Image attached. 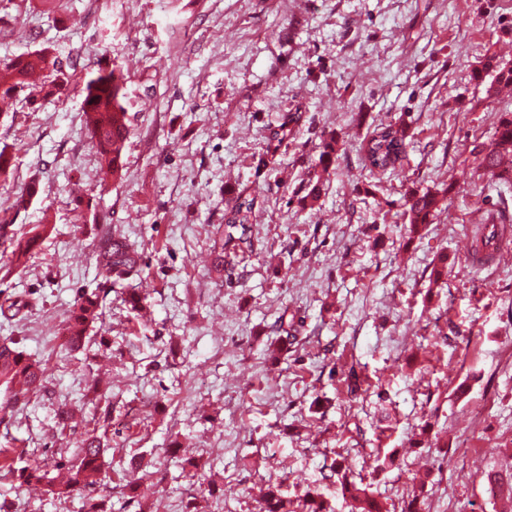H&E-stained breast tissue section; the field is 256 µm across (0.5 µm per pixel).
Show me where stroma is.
<instances>
[{
	"label": "stroma",
	"mask_w": 512,
	"mask_h": 512,
	"mask_svg": "<svg viewBox=\"0 0 512 512\" xmlns=\"http://www.w3.org/2000/svg\"><path fill=\"white\" fill-rule=\"evenodd\" d=\"M52 46L67 89L0 112V221L37 241L23 264L0 244V319L45 367L47 389L0 386V450L17 466L72 457L106 429L100 496L112 512H258L260 491L331 494L332 462L370 483L388 512H512L486 476L512 473V253L478 269L470 228L512 203V185L471 179L512 96L473 73L512 62V0H0V62ZM128 75L130 134L120 180L106 177L81 120L100 65ZM297 116L286 146L274 126ZM405 120L402 165L370 170L361 147ZM342 149L314 203L303 197L324 136ZM40 191L15 200L30 179ZM454 190L434 223L405 224L408 188ZM256 200L253 252L216 275L217 228L238 190ZM142 246L139 277L114 285L78 352L57 337L102 273L99 227ZM448 274L434 279L440 257ZM145 290L152 321L126 309ZM294 321L287 353L273 343ZM82 419L59 427L62 405ZM148 475L129 489L131 456ZM0 512H84L0 475Z\"/></svg>",
	"instance_id": "35a3bbf8"
}]
</instances>
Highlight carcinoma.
<instances>
[{
    "instance_id": "1",
    "label": "carcinoma",
    "mask_w": 512,
    "mask_h": 512,
    "mask_svg": "<svg viewBox=\"0 0 512 512\" xmlns=\"http://www.w3.org/2000/svg\"><path fill=\"white\" fill-rule=\"evenodd\" d=\"M50 72L48 86L58 91L69 83V74L58 65L50 48L43 47L24 57L0 66V96L10 97L27 91L30 78L35 74ZM495 73V83L487 92L499 93L501 88L512 85V63L504 64L496 56L486 57L476 78L483 80V73ZM125 74L114 65L108 71L100 70L84 87L83 122L87 136L96 148L99 162L112 171V177H122L123 152L130 133V120L124 106ZM413 134L405 124L378 126L363 145L365 166L375 170L396 168L406 156ZM338 152V140L332 135L323 140L318 166L309 178L307 197L315 200L320 196L325 174L333 164ZM473 157L474 175L481 179L490 174L504 182L512 181V113H505L495 127L489 141L477 144L470 150ZM439 192L430 189H408L404 194L405 221L412 231L432 223L440 210ZM256 218V198L245 190L233 195L224 211V228L218 229L220 244L215 247L213 266L224 274V265L235 266L249 257L251 252V225ZM38 235L28 239L18 236L11 224H0V240L10 242L13 252L25 256L34 245ZM96 260L103 274V281L91 292L85 291L74 301L64 321L63 335L67 336L66 349H80L88 338L91 328L102 322L104 302L112 292V286L141 273V256L126 240L103 232L97 236ZM32 303L25 297L6 300L0 304V316L14 319L27 312ZM0 350L9 358L0 357V386L18 388L25 394L42 387L44 368L37 360L25 354L16 345L0 344ZM107 445L94 432L85 433L80 454L73 460L57 461L54 469L63 471L66 480L61 484L47 479V471L39 465L6 469L16 474L22 484L32 481H47L48 492L58 498L69 497L75 492H85L91 503L87 512H108L105 502L97 503L92 497L98 484L104 463ZM338 491L350 512H383L381 502L369 487L348 479L342 474ZM260 512H335V507L317 492L307 491L290 500L284 495L282 484H270L263 497Z\"/></svg>"
}]
</instances>
